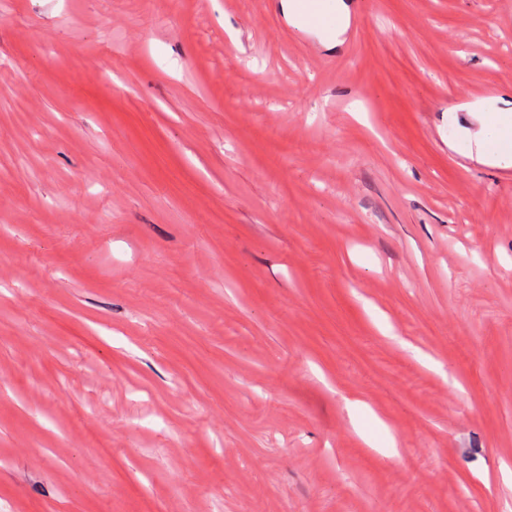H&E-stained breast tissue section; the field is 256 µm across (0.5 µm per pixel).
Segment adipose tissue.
Masks as SVG:
<instances>
[{
  "mask_svg": "<svg viewBox=\"0 0 512 512\" xmlns=\"http://www.w3.org/2000/svg\"><path fill=\"white\" fill-rule=\"evenodd\" d=\"M467 113L472 124L463 130L465 139L476 143L488 159L512 166V112H490L473 105Z\"/></svg>",
  "mask_w": 512,
  "mask_h": 512,
  "instance_id": "ef3b65f1",
  "label": "adipose tissue"
}]
</instances>
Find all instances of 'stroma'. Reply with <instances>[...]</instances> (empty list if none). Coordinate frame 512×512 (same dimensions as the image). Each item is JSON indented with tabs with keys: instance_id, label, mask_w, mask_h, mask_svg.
Here are the masks:
<instances>
[{
	"instance_id": "stroma-1",
	"label": "stroma",
	"mask_w": 512,
	"mask_h": 512,
	"mask_svg": "<svg viewBox=\"0 0 512 512\" xmlns=\"http://www.w3.org/2000/svg\"><path fill=\"white\" fill-rule=\"evenodd\" d=\"M345 2L0 0V512H512V0ZM300 3L307 25L320 29H331L336 26L332 0H300ZM511 112H489L482 105H473L467 113L474 125L462 128L468 142H475L485 157L505 166H512Z\"/></svg>"
}]
</instances>
